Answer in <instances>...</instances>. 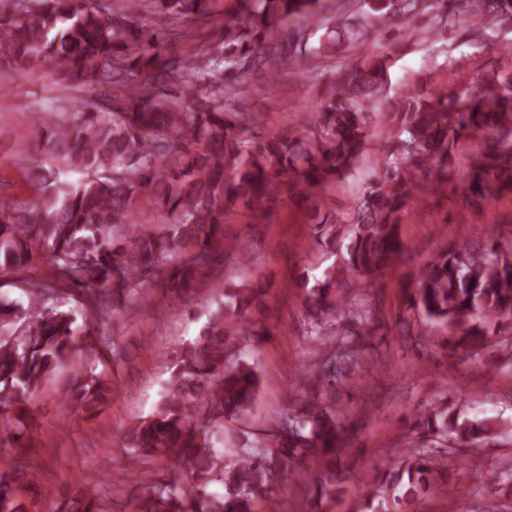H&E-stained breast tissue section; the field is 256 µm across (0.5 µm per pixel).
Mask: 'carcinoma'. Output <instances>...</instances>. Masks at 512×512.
Here are the masks:
<instances>
[{
  "mask_svg": "<svg viewBox=\"0 0 512 512\" xmlns=\"http://www.w3.org/2000/svg\"><path fill=\"white\" fill-rule=\"evenodd\" d=\"M214 0H0V55L36 69L49 66L59 84L79 89L76 112H34L45 161L34 180L51 195L20 213H0V277L44 260L53 279L86 291L92 308L76 342L71 313L47 304L52 286L25 280L28 303L0 294V444L23 447L36 396L45 381L70 368L65 397L90 417L111 402L114 378L81 360L115 340L94 336L107 302L112 320L158 295L176 303L197 279L224 265L226 215L237 206L266 219L283 203L308 208L318 242L345 245L347 271L375 274L406 254L399 234L417 210L428 178L460 177L461 200L482 210L512 192V69L479 72L475 60L448 61L406 92L385 91L384 61L345 68L312 111L272 134L256 129L238 78L254 70L275 76L307 71L314 56L366 40L367 26L351 0H238L224 31L193 52L165 53L163 34L135 24L141 14L199 20ZM381 23L417 17L447 0H364ZM470 25L512 20V0H468ZM324 31L318 46L310 37ZM378 107L395 141L345 224H330L320 193L354 171L365 153L366 130ZM83 180L58 185L59 170ZM152 198L165 222L144 217ZM331 271L308 289V335L333 342L336 318L349 302ZM263 289L240 283L224 293L195 341L177 354L173 372L151 414L126 427L122 447L134 457L171 458L134 502V512H258L278 474H318V501L336 498L337 453L345 438L336 410V383L358 366L357 349L324 359L300 379L288 409L260 446L248 443L224 462L213 431L239 419L261 385L255 365L236 355L239 336L261 338ZM407 307L454 330V347L473 353L488 324L512 329V235L482 246L440 248L407 278ZM413 430L449 437L457 447L502 438L499 417L470 418L439 400L411 423ZM461 458L439 448L409 454L373 472L357 487L358 512H419L421 503ZM214 482L224 492L213 493ZM36 473L16 462L0 466V512H29L26 496ZM54 512H112L102 492L79 483Z\"/></svg>",
  "mask_w": 512,
  "mask_h": 512,
  "instance_id": "cac0c4a2",
  "label": "carcinoma"
}]
</instances>
